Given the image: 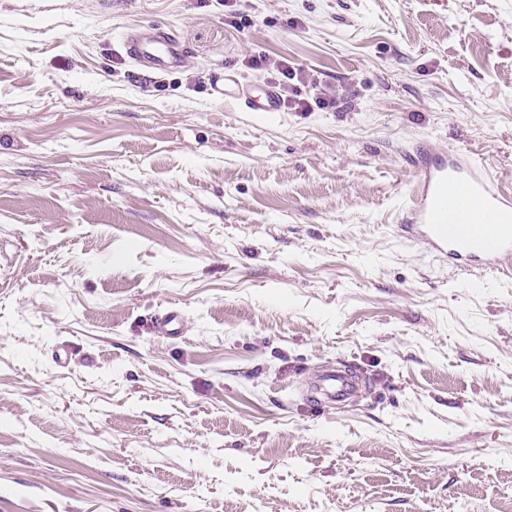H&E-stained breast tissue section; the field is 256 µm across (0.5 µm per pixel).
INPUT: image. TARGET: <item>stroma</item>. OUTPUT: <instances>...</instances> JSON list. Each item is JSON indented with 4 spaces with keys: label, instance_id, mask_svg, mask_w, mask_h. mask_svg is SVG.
<instances>
[{
    "label": "stroma",
    "instance_id": "stroma-1",
    "mask_svg": "<svg viewBox=\"0 0 512 512\" xmlns=\"http://www.w3.org/2000/svg\"><path fill=\"white\" fill-rule=\"evenodd\" d=\"M258 53L335 108L211 96ZM421 145L512 193V0H0V512H503L512 277L398 237ZM127 53L135 64L138 76L165 74L182 67L185 52L161 26L143 31H127L123 35ZM184 319L179 309L172 307L155 316L151 327L154 333L168 338L179 337L183 333ZM360 387L359 377L347 366L327 367L314 378L309 404L322 411L334 402L354 396Z\"/></svg>",
    "mask_w": 512,
    "mask_h": 512
}]
</instances>
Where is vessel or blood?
Returning a JSON list of instances; mask_svg holds the SVG:
<instances>
[{"label": "vessel or blood", "mask_w": 512, "mask_h": 512, "mask_svg": "<svg viewBox=\"0 0 512 512\" xmlns=\"http://www.w3.org/2000/svg\"><path fill=\"white\" fill-rule=\"evenodd\" d=\"M127 53L138 75L165 74L182 67L185 52L161 26L129 31L123 36ZM215 98L239 100L250 112H276L280 99L264 88L256 100L231 73L215 74L211 81ZM456 224H449V212ZM401 235L421 242L427 250L447 260L449 266L474 264L481 269L503 271L512 262V195L495 187L483 167L461 157L437 156L417 165L412 202ZM184 319L177 308L155 316L151 327L157 335L175 338L183 333ZM359 377L348 367H328L313 381L310 406L317 411L354 396Z\"/></svg>", "instance_id": "1"}]
</instances>
